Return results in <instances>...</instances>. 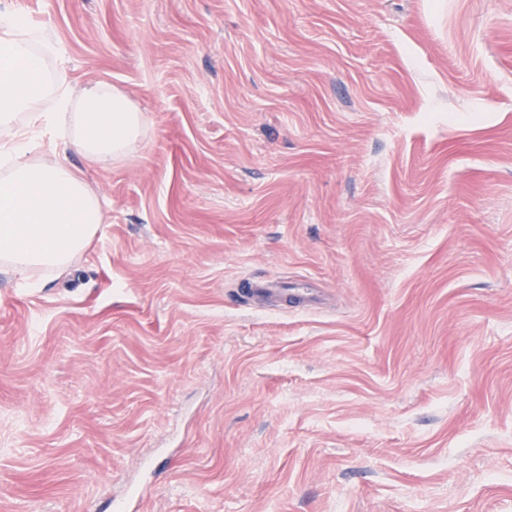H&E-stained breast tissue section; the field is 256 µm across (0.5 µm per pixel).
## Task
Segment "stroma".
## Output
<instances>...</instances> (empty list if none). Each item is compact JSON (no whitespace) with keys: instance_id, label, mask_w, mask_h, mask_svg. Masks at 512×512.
I'll use <instances>...</instances> for the list:
<instances>
[{"instance_id":"35a3bbf8","label":"stroma","mask_w":512,"mask_h":512,"mask_svg":"<svg viewBox=\"0 0 512 512\" xmlns=\"http://www.w3.org/2000/svg\"><path fill=\"white\" fill-rule=\"evenodd\" d=\"M1 9L147 128L0 270V512H512V0ZM245 292L261 299L276 297L294 307H312L318 299L316 292L305 288H279L278 283L269 280L249 281L246 283Z\"/></svg>"}]
</instances>
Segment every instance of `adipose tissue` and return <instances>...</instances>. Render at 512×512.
Instances as JSON below:
<instances>
[{
	"label": "adipose tissue",
	"instance_id": "adipose-tissue-1",
	"mask_svg": "<svg viewBox=\"0 0 512 512\" xmlns=\"http://www.w3.org/2000/svg\"><path fill=\"white\" fill-rule=\"evenodd\" d=\"M129 97L98 82L77 88L62 47L41 25L0 12V265L18 274L67 267L105 220L100 198L69 166L129 158L144 133Z\"/></svg>",
	"mask_w": 512,
	"mask_h": 512
}]
</instances>
